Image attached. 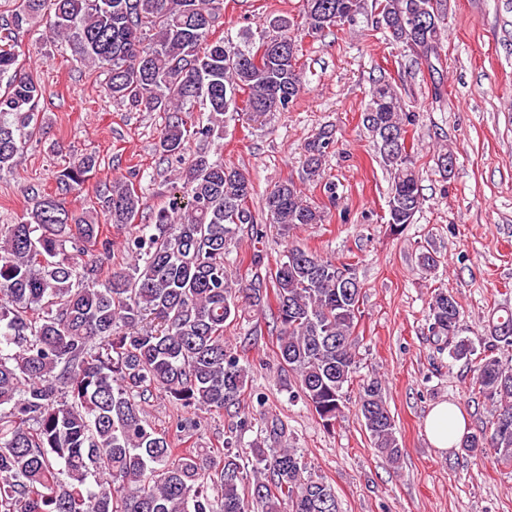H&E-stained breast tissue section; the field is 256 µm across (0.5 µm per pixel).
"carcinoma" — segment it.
Listing matches in <instances>:
<instances>
[{
	"label": "carcinoma",
	"mask_w": 512,
	"mask_h": 512,
	"mask_svg": "<svg viewBox=\"0 0 512 512\" xmlns=\"http://www.w3.org/2000/svg\"><path fill=\"white\" fill-rule=\"evenodd\" d=\"M370 6L396 43L426 61L438 54L443 0H306V33L352 24ZM223 12L224 0H18L0 24V172L19 163L16 118L30 120L43 97L19 62L18 36L45 13L51 37L106 73L108 98L167 113L159 140L166 155L185 153L181 113L197 105L211 114L195 131L203 139L225 116L288 111L303 89L293 18L274 16L258 40L233 44L214 37ZM415 120L392 84H375L362 122L391 173L394 231L412 222L421 194L408 149L383 147V132L403 141ZM329 144L324 132L305 145L301 176L322 185L327 202L308 201L292 179L265 195V222L284 237L323 223L336 200L335 184L322 176ZM98 165L92 153L74 156L56 194L31 190L23 220L0 226V512H340L334 488L298 449L245 450L231 438L221 449L178 448L147 406L158 397L200 412L238 403L250 372L225 341L224 324L267 308L282 368L323 426L335 428L357 369L362 285L352 268L290 245L268 275L233 279L229 245L246 228L263 238L250 206L254 186L245 171L199 152L182 171L187 200L173 197L126 237L132 262L105 275L112 239L98 217L66 202ZM99 197L114 233H126L141 207L133 184L116 178ZM499 311L474 343L460 336L455 295L441 288L428 303L436 349L474 365L478 393L494 407L490 427L464 436L460 448L511 466L512 363L498 352L512 348V308ZM357 411L371 447L399 463L381 381L360 384ZM261 421L268 441L285 437L281 420Z\"/></svg>",
	"instance_id": "obj_1"
}]
</instances>
